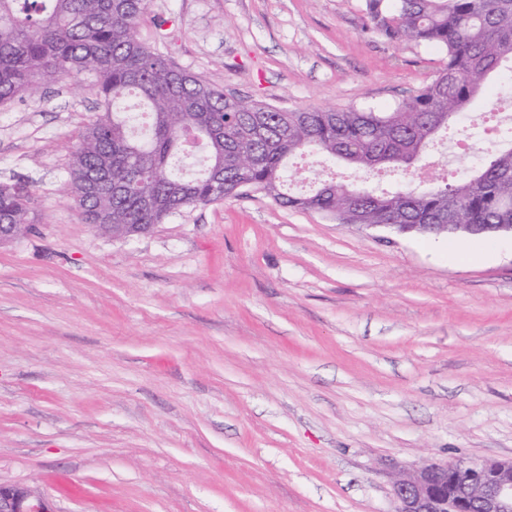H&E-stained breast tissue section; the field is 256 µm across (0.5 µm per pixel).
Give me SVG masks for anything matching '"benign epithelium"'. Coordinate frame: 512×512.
Wrapping results in <instances>:
<instances>
[{
    "mask_svg": "<svg viewBox=\"0 0 512 512\" xmlns=\"http://www.w3.org/2000/svg\"><path fill=\"white\" fill-rule=\"evenodd\" d=\"M395 512H512L511 460L428 461L398 474ZM0 512H54L24 485L0 484Z\"/></svg>",
    "mask_w": 512,
    "mask_h": 512,
    "instance_id": "1",
    "label": "benign epithelium"
}]
</instances>
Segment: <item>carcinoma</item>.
I'll list each match as a JSON object with an SVG mask.
<instances>
[{"mask_svg":"<svg viewBox=\"0 0 512 512\" xmlns=\"http://www.w3.org/2000/svg\"><path fill=\"white\" fill-rule=\"evenodd\" d=\"M146 0H0V106L35 84L92 77L103 112L77 135L68 186L82 219L106 235L116 224H162L184 208L235 197L248 182L281 205L338 224H512V125L492 115L493 145L451 182L411 180L428 151L459 125L487 80L512 71V0H365L369 29L390 40L435 44L446 61L412 98L385 112L285 111L224 91L172 66L137 36ZM137 100L140 132L122 103ZM202 152L193 157L186 136ZM315 150L363 176L394 172L405 189L327 182L288 184L290 161ZM33 198L0 182V224H33Z\"/></svg>","mask_w":512,"mask_h":512,"instance_id":"carcinoma-1","label":"carcinoma"}]
</instances>
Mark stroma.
Segmentation results:
<instances>
[{"instance_id": "1", "label": "stroma", "mask_w": 512, "mask_h": 512, "mask_svg": "<svg viewBox=\"0 0 512 512\" xmlns=\"http://www.w3.org/2000/svg\"><path fill=\"white\" fill-rule=\"evenodd\" d=\"M365 0H148L140 39L225 94L383 112L434 44ZM90 76L0 108V181L36 226L0 246V483L54 512H394L396 467L512 459L508 233L395 234L250 190L113 238L67 186ZM483 156L456 140L427 175Z\"/></svg>"}]
</instances>
